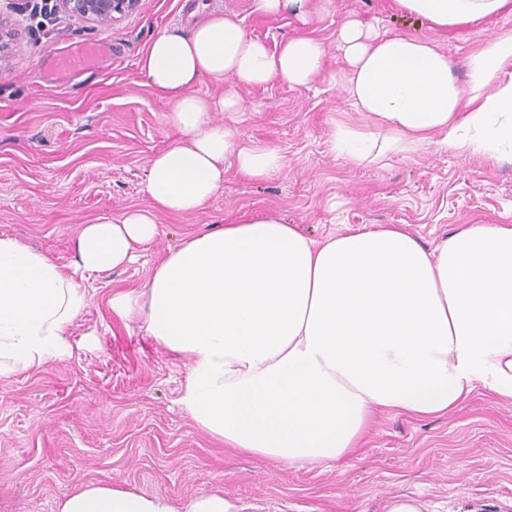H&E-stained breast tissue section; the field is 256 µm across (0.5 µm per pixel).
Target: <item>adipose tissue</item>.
<instances>
[{
    "mask_svg": "<svg viewBox=\"0 0 512 512\" xmlns=\"http://www.w3.org/2000/svg\"><path fill=\"white\" fill-rule=\"evenodd\" d=\"M395 2L443 31L512 14V0ZM196 10L201 20L158 33L140 62L180 134L149 162L148 205L81 224L68 266L0 234V378L65 353L88 278L132 261L135 246L159 236L160 214L202 210L227 169L256 181L284 169L278 146L244 140L214 114L238 111L243 86L309 85L324 71L327 45L301 36L273 51L208 0ZM336 47L355 114L334 124L330 154L360 166L435 140L462 157L512 161V29L467 57L465 86L447 55L415 36L369 34L350 20ZM205 79L223 87L220 102L197 92ZM110 303L186 361L178 404L197 426L272 461H336L378 413L441 415L477 388L512 402L509 224L470 225L428 250L402 224L316 241L283 216L252 213L185 237L141 290ZM56 512L241 508L220 491L177 504L81 483Z\"/></svg>",
    "mask_w": 512,
    "mask_h": 512,
    "instance_id": "adipose-tissue-1",
    "label": "adipose tissue"
}]
</instances>
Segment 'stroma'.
Segmentation results:
<instances>
[{
    "label": "stroma",
    "instance_id": "obj_1",
    "mask_svg": "<svg viewBox=\"0 0 512 512\" xmlns=\"http://www.w3.org/2000/svg\"><path fill=\"white\" fill-rule=\"evenodd\" d=\"M221 2L270 49L297 36L322 40L327 69L339 74L347 63L336 35L349 20L433 41L463 84L467 56L512 28L510 14L443 34L399 13L393 0H320L306 21L259 15L252 0ZM192 6L141 0L123 21L92 25L60 12L33 21L31 0H21L11 15L15 54L0 65V233L68 264L80 224L147 205L149 160L178 134L139 61L153 36L185 23ZM90 41L112 45L96 69L50 77L57 56ZM240 96L239 111L218 120L278 145L286 168L261 182L228 170L200 212L161 215L158 239L137 247L135 262L90 280L67 353L0 379V512H54L80 482L177 501L220 489L243 512H384L396 494L420 496L433 512H512V404L484 389L441 416L381 414L342 460L272 464L201 430L177 403L186 363L140 323L113 314V293L142 287L157 257L181 238L253 212L284 215L314 239L341 221L354 230L404 224L429 249L462 226L512 225V164L464 159L429 143L353 166L326 150L335 120L350 109L341 85L320 77L307 87H244Z\"/></svg>",
    "mask_w": 512,
    "mask_h": 512
}]
</instances>
